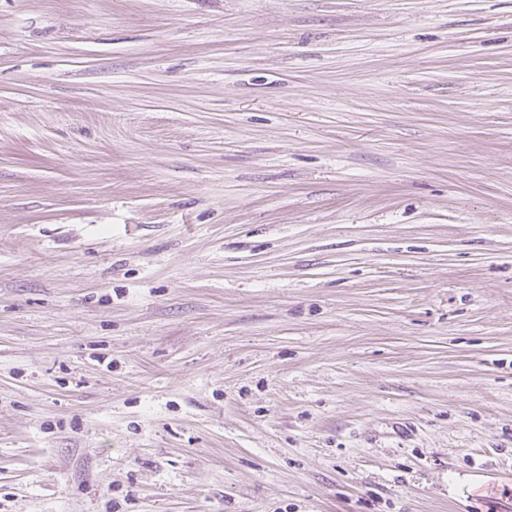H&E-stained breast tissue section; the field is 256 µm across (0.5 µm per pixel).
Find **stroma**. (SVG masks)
<instances>
[{
  "label": "stroma",
  "instance_id": "obj_1",
  "mask_svg": "<svg viewBox=\"0 0 512 512\" xmlns=\"http://www.w3.org/2000/svg\"><path fill=\"white\" fill-rule=\"evenodd\" d=\"M0 512H512V0H0Z\"/></svg>",
  "mask_w": 512,
  "mask_h": 512
}]
</instances>
